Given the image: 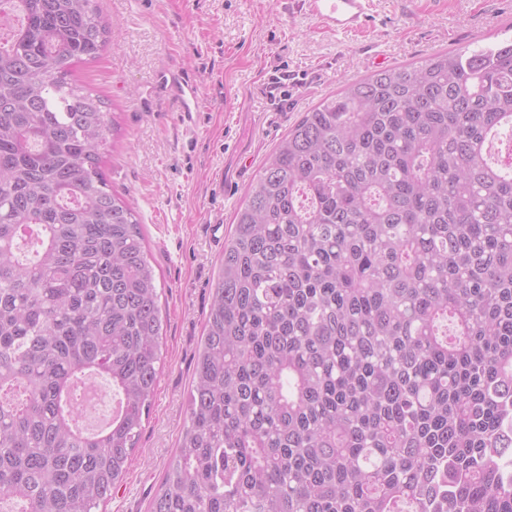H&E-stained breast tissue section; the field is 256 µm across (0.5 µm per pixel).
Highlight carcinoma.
<instances>
[{"label": "carcinoma", "instance_id": "1", "mask_svg": "<svg viewBox=\"0 0 512 512\" xmlns=\"http://www.w3.org/2000/svg\"><path fill=\"white\" fill-rule=\"evenodd\" d=\"M0 501L96 512L139 448L162 289L79 85L96 0H0ZM512 42L349 82L253 179L151 512H512ZM112 423L75 425L92 375Z\"/></svg>", "mask_w": 512, "mask_h": 512}]
</instances>
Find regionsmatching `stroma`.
Masks as SVG:
<instances>
[{
	"label": "stroma",
	"instance_id": "1",
	"mask_svg": "<svg viewBox=\"0 0 512 512\" xmlns=\"http://www.w3.org/2000/svg\"><path fill=\"white\" fill-rule=\"evenodd\" d=\"M97 3L111 42L74 77L120 125L105 173L143 227L165 332L139 448L98 512H150L186 421L224 239L260 168L303 112L379 66L512 40V0H374L355 35L323 29L304 0ZM282 72L295 79L284 108L268 96ZM185 81L198 89L188 114L172 90Z\"/></svg>",
	"mask_w": 512,
	"mask_h": 512
}]
</instances>
